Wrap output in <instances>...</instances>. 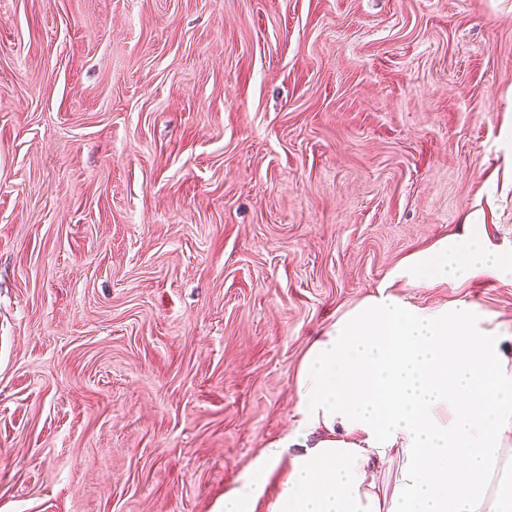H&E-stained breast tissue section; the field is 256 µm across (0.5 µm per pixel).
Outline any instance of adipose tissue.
Instances as JSON below:
<instances>
[{
    "instance_id": "ef3b65f1",
    "label": "adipose tissue",
    "mask_w": 512,
    "mask_h": 512,
    "mask_svg": "<svg viewBox=\"0 0 512 512\" xmlns=\"http://www.w3.org/2000/svg\"><path fill=\"white\" fill-rule=\"evenodd\" d=\"M488 275L512 285V250L464 224L404 256L376 292L309 345L296 427L263 449L224 512H512V352L475 304H413L411 288ZM392 489L379 475L390 464Z\"/></svg>"
}]
</instances>
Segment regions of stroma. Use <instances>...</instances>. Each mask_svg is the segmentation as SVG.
<instances>
[{
    "mask_svg": "<svg viewBox=\"0 0 512 512\" xmlns=\"http://www.w3.org/2000/svg\"><path fill=\"white\" fill-rule=\"evenodd\" d=\"M467 219L512 249V0H0V512H222ZM411 295L512 349V285Z\"/></svg>",
    "mask_w": 512,
    "mask_h": 512,
    "instance_id": "obj_1",
    "label": "stroma"
}]
</instances>
